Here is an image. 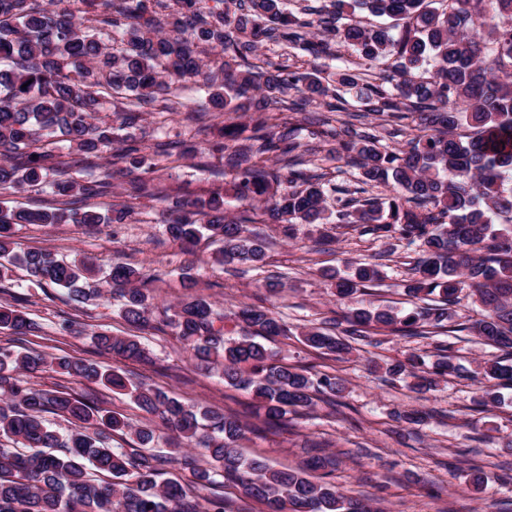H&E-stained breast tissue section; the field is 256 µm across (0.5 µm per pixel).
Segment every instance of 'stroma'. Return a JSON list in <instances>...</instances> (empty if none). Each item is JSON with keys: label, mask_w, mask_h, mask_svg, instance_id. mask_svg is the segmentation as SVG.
I'll return each instance as SVG.
<instances>
[{"label": "stroma", "mask_w": 512, "mask_h": 512, "mask_svg": "<svg viewBox=\"0 0 512 512\" xmlns=\"http://www.w3.org/2000/svg\"><path fill=\"white\" fill-rule=\"evenodd\" d=\"M172 111L144 113L128 134L131 143L147 147L159 141L177 142L179 157L162 159L153 175L154 195L141 190L139 172H112V193L96 199L98 210L113 203L133 206L132 220L122 224L88 227L82 224H28L16 227L13 240L20 251L48 248L58 257H90L101 274L113 263L142 269L152 279L156 300L174 304L181 298L183 273H191L198 291L224 311L241 304L262 305L288 322L293 334L277 338L270 347L289 365L341 378L343 392L335 404L316 400L314 406L290 415L284 430L249 434L241 444L245 456H262L279 469L303 466L320 447L332 456L330 479L347 495L380 503L384 512H512V386L503 389L504 402L484 411L475 410L474 376L479 363L492 353L470 331L443 336V343L456 355L463 375L449 377L424 393L413 391L407 376L386 375L387 365L404 360L410 352L433 353L431 338L389 335L380 344H358L353 355L336 360L306 346L302 331L350 314L360 306L416 307L403 285L420 256L417 245L397 238H379L361 227H299L295 238H286L273 224L257 225L264 242L261 269L233 272L214 262L209 248L186 254L164 232L162 219L168 197L186 200L208 196L225 188L224 160L210 147L219 141L222 123H235L250 131L249 113L228 112L211 119L205 134H196L188 120L191 110L205 100L202 83L174 85ZM302 125L303 142L315 147L310 169L331 183L354 189L355 204L365 197L385 194V187H367L358 192L357 171L331 159L323 141L312 133L310 115L292 114ZM384 255L381 278L353 299H338L321 272L326 268L346 270L348 264L372 261ZM0 301L19 302L23 311L39 323L38 335L25 339L0 334V347L15 351L37 349L51 357L109 363L110 358L91 339L94 332L140 335L152 361L128 362L124 370L135 380L195 404L224 413L243 414L254 400L251 394L227 386L222 377L207 370L193 351L180 342L171 327L151 322L133 330L118 314L119 300L105 296L87 304L71 301L57 288L30 282L22 271L0 280ZM31 387L86 395L98 405L119 410L133 423L145 425L151 417L125 396L104 386L52 371L29 376ZM419 413L416 424L402 421V414ZM482 476L474 488V476Z\"/></svg>", "instance_id": "stroma-1"}]
</instances>
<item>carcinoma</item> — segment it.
<instances>
[{
	"label": "carcinoma",
	"mask_w": 512,
	"mask_h": 512,
	"mask_svg": "<svg viewBox=\"0 0 512 512\" xmlns=\"http://www.w3.org/2000/svg\"><path fill=\"white\" fill-rule=\"evenodd\" d=\"M67 3L61 8L59 4ZM0 0V193L46 190L63 198L59 207H0V278L24 270L40 286L68 291L79 303L99 298L96 272L86 257L60 260L49 249L16 252L17 224H122L133 213L115 203L107 213L82 202L112 194L109 175L79 181L58 171L57 139L83 155L86 169L108 154L110 163L128 162L144 175L155 172L152 158L128 142L126 130L141 113L170 94L173 81L201 77L211 89V108L249 112L253 134L239 142L234 125L212 151L224 157L236 200L259 211L232 217L226 195L213 192L192 203L172 201L163 220L170 238L189 252L199 243H223L215 260L224 264L259 263L265 253L249 224H275L293 237L303 224L362 225L380 237L419 242L421 257L405 293L431 306L404 312L390 306L360 307L333 330L312 327L304 343L342 358L353 343L383 328L398 336L430 338L450 331V307L467 289L481 317L467 327L486 344L507 352L479 365L475 405L501 401L497 387L512 386V0H330L325 17L303 20L283 9V0ZM101 4L103 14H82L71 4ZM386 16L389 26L343 22L345 9ZM320 27L322 36L310 32ZM268 42L299 48L315 58H335L336 45L353 48L363 65L395 58L394 71L374 80L360 72L341 74L340 84L355 92L364 111L384 122L417 115L419 134L391 147L353 119L330 130L336 160L353 163L358 181L388 188L381 197L351 209L336 198L326 205L323 176L305 174L303 144L296 124L279 104L296 96L288 110L312 105L332 93L317 70H292L285 63L260 65ZM130 101L113 122H99L104 105ZM245 101H240V98ZM381 276L379 264L363 263L352 275L336 273V295L352 298ZM123 299L120 316L144 327L159 315L176 336L202 355L224 383L244 390L263 410L262 424L248 426L237 416L188 405L145 383L129 380L120 361L147 359L136 336L92 334L94 343L117 361L98 365L28 350L0 348V512H231L230 500L213 493L197 500L177 480L158 481L166 467L190 470L199 491L233 487L267 512H381L342 493L330 481H311L308 470L326 469L331 459L312 456L297 470L276 469L266 459L243 457L239 443L249 432L288 427V415L314 405L319 394L331 400L340 381L292 367L256 338L290 333L270 309L244 304L233 318L214 304L188 295L178 306L158 308L148 278L137 268L115 263L106 279ZM40 326L15 305L0 303V331L33 334ZM236 332L238 337L228 334ZM425 366L411 353L386 372L405 371L417 390L456 374L459 366L442 347ZM46 368L109 387L128 396L141 410L200 451L208 465L179 452H153L155 429L141 427L120 412L65 391L28 385L26 375ZM66 418L71 431L60 436L44 417ZM128 435L141 450L126 453L106 442L107 434ZM106 473L107 482L97 478Z\"/></svg>",
	"instance_id": "obj_1"
}]
</instances>
